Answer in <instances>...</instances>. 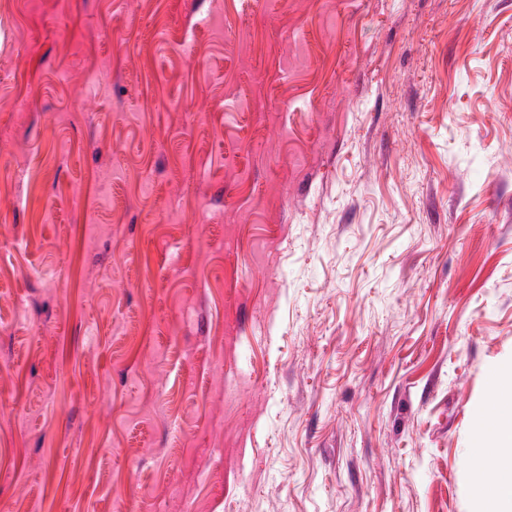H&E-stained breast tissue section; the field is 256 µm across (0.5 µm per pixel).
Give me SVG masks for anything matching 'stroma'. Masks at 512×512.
Instances as JSON below:
<instances>
[{"label": "stroma", "mask_w": 512, "mask_h": 512, "mask_svg": "<svg viewBox=\"0 0 512 512\" xmlns=\"http://www.w3.org/2000/svg\"><path fill=\"white\" fill-rule=\"evenodd\" d=\"M510 366L512 0H0V512H481Z\"/></svg>", "instance_id": "obj_1"}]
</instances>
